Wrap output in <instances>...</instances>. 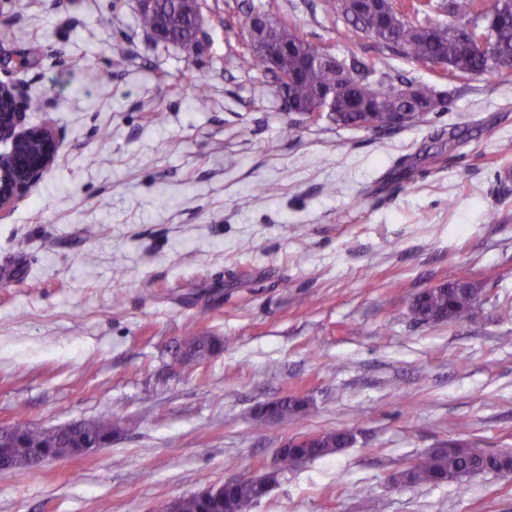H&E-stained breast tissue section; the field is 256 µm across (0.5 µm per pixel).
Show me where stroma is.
<instances>
[{
	"label": "stroma",
	"instance_id": "1",
	"mask_svg": "<svg viewBox=\"0 0 512 512\" xmlns=\"http://www.w3.org/2000/svg\"><path fill=\"white\" fill-rule=\"evenodd\" d=\"M200 3L189 58L148 38L137 0H0V82L41 96L25 121L60 143L0 217V427L120 425L0 476V512H157L336 428L355 445L279 474L248 512H512V475L396 480L451 442L512 450V79L344 42L323 0ZM252 9L449 110L385 134L290 127L270 78L234 62ZM460 277L480 286L472 321L416 323L413 297ZM190 326L220 339L209 360L181 357ZM287 396L309 413L256 418Z\"/></svg>",
	"mask_w": 512,
	"mask_h": 512
}]
</instances>
